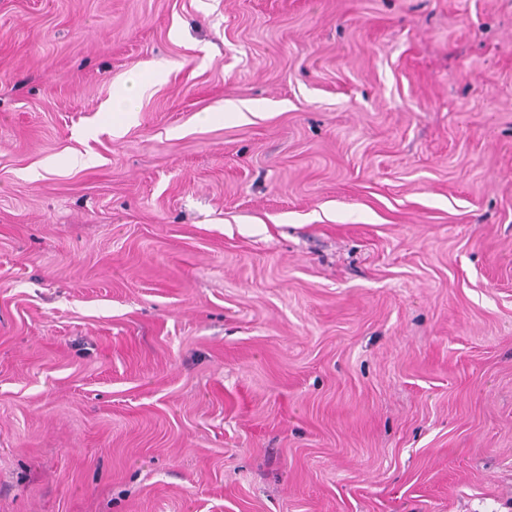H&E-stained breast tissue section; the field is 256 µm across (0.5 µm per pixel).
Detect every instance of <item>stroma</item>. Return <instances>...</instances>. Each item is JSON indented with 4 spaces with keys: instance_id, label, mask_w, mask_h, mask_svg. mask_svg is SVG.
<instances>
[{
    "instance_id": "35a3bbf8",
    "label": "stroma",
    "mask_w": 512,
    "mask_h": 512,
    "mask_svg": "<svg viewBox=\"0 0 512 512\" xmlns=\"http://www.w3.org/2000/svg\"><path fill=\"white\" fill-rule=\"evenodd\" d=\"M0 512H512V0H0Z\"/></svg>"
}]
</instances>
